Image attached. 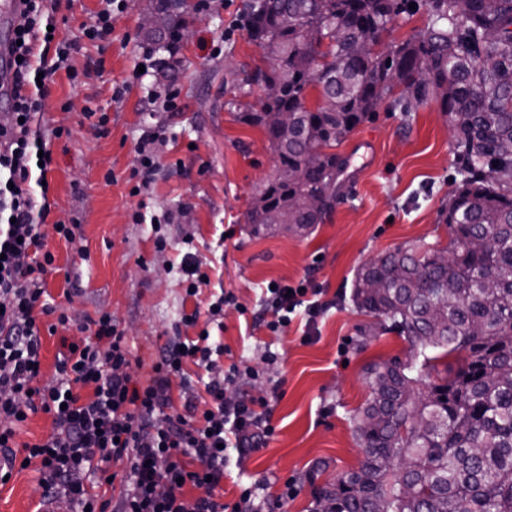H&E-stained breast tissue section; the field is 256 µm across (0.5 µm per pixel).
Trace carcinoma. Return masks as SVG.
<instances>
[{
	"instance_id": "carcinoma-1",
	"label": "carcinoma",
	"mask_w": 512,
	"mask_h": 512,
	"mask_svg": "<svg viewBox=\"0 0 512 512\" xmlns=\"http://www.w3.org/2000/svg\"><path fill=\"white\" fill-rule=\"evenodd\" d=\"M427 24L402 42H384L408 0H263L249 6L250 40L272 59L243 70L242 94L269 83L281 95L260 101L243 121L261 127L275 154L268 204L244 217L259 234L282 209L288 229L331 213L347 161L327 152L395 86L404 112L435 100L448 116L460 184L441 216L453 238L445 261L433 248H398L357 273L353 301L401 336L410 359L371 367V399L356 435L358 469L313 489L311 512H512V0H425ZM300 18L284 29L283 8ZM184 0H156L169 41L186 31ZM359 41L371 44L363 54ZM321 89L307 105L309 86ZM300 125L283 132L278 115ZM324 197L308 211L302 198ZM485 242L482 249L469 241ZM446 377L428 394L421 370Z\"/></svg>"
}]
</instances>
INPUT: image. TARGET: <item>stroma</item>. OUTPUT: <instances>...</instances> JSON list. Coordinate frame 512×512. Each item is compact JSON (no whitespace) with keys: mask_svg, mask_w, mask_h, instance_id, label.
Masks as SVG:
<instances>
[{"mask_svg":"<svg viewBox=\"0 0 512 512\" xmlns=\"http://www.w3.org/2000/svg\"><path fill=\"white\" fill-rule=\"evenodd\" d=\"M248 2L209 0L205 17L187 14L189 37L170 75L153 66L165 55L160 34L140 26L155 0H123L108 40L80 39L82 49L70 60L77 80L61 70L49 84L36 117L52 155L53 207L43 231L55 257L46 277L54 312L42 319V374L51 380L58 357L80 339V325L104 313L145 368L168 340L208 327L209 305L233 292L235 302L225 306L214 333L228 349L218 365L237 362L258 377L226 394L269 398L276 431L266 446L231 461L215 495L231 504L249 487L259 512H310L314 485L335 481L364 458L355 416L371 397L369 369L408 357L396 334H369L375 320L352 300L357 273L398 248L447 247L451 233L439 215L461 177L454 133L436 102L409 113L383 103L335 147L349 164L330 218L297 233L277 225L254 233L243 214L272 177L274 154L262 128L239 119L261 96L257 89L236 92L241 70L265 62L247 35ZM101 7L102 0H61L59 38H80L82 24ZM120 84L128 90L113 99ZM173 92L175 110L166 104ZM149 128L161 133L153 146L160 168L135 195L138 140ZM58 222L73 225L72 241L54 232ZM159 233L166 248L156 246ZM188 253L206 274L194 297L186 296L181 271ZM302 279L333 302L312 339L296 321L278 334L255 323L268 282ZM195 310L196 326L181 324V313ZM61 312L68 324H58ZM144 368L138 378H145ZM37 478L30 468L14 471L0 485V512H36ZM287 484L297 494L281 510L276 499Z\"/></svg>","mask_w":512,"mask_h":512,"instance_id":"obj_1","label":"stroma"}]
</instances>
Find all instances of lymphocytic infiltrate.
<instances>
[{"label": "lymphocytic infiltrate", "mask_w": 512, "mask_h": 512, "mask_svg": "<svg viewBox=\"0 0 512 512\" xmlns=\"http://www.w3.org/2000/svg\"><path fill=\"white\" fill-rule=\"evenodd\" d=\"M56 2L22 0L19 43L11 48L16 97L10 121L0 124V449L19 451L36 465L42 501L66 498L73 512H97V490L117 462L124 465L118 512H254L251 488L231 505L217 501L213 491L232 455L264 447L273 436L268 399L225 398L226 387L243 376L233 363L222 379L205 382L204 402L169 411L168 392L173 382H186L188 365L210 370L223 355V346L209 337L168 344L140 385L127 372L132 352L126 336L104 314L94 322L93 339L57 360L52 384L40 383L41 318L51 312L45 276L54 263L40 222L51 210L45 180L52 156L32 127L44 97L29 87L39 79L50 82L58 62L79 49L63 40L55 48L56 64L37 63V46L55 23ZM319 294L305 280L293 287L276 283L265 291L260 318L274 333L300 314L314 327L326 311ZM38 411L51 415L52 434L16 444L17 426ZM203 485L209 495L186 498V487Z\"/></svg>", "instance_id": "obj_1"}]
</instances>
